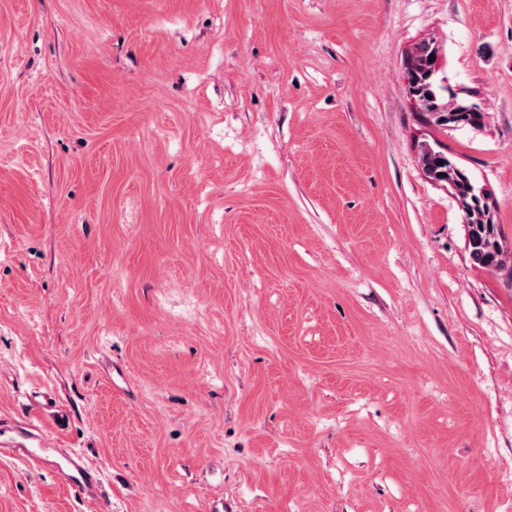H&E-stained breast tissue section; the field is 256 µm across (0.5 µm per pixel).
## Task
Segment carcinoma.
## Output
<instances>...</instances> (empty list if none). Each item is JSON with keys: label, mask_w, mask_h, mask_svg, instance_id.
<instances>
[{"label": "carcinoma", "mask_w": 512, "mask_h": 512, "mask_svg": "<svg viewBox=\"0 0 512 512\" xmlns=\"http://www.w3.org/2000/svg\"><path fill=\"white\" fill-rule=\"evenodd\" d=\"M439 54L440 47L433 39L422 40L413 47L405 63L408 93L422 109L426 123L439 130L482 127L485 115L478 106L448 95L443 70L438 65ZM416 147L425 175L446 184L462 206L472 263L492 271L512 268V253L503 246L491 205L478 194L468 172L434 138L421 139Z\"/></svg>", "instance_id": "1"}]
</instances>
